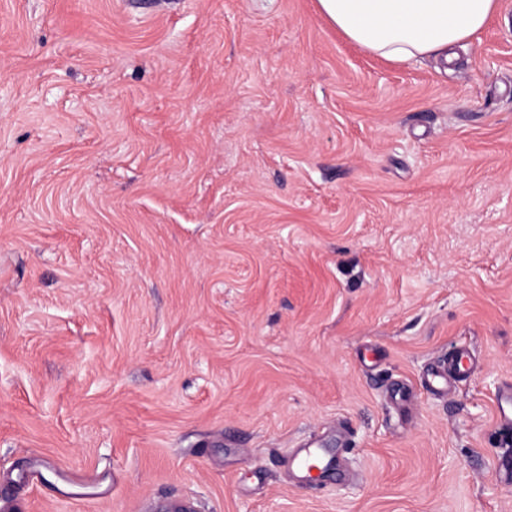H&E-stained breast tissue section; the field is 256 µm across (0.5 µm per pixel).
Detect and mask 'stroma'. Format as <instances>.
<instances>
[{
  "label": "stroma",
  "mask_w": 512,
  "mask_h": 512,
  "mask_svg": "<svg viewBox=\"0 0 512 512\" xmlns=\"http://www.w3.org/2000/svg\"><path fill=\"white\" fill-rule=\"evenodd\" d=\"M509 383L512 0L447 70L317 0H0V512H512Z\"/></svg>",
  "instance_id": "obj_1"
}]
</instances>
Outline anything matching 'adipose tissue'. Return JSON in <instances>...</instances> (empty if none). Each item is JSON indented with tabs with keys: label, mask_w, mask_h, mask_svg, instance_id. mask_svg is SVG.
Segmentation results:
<instances>
[{
	"label": "adipose tissue",
	"mask_w": 512,
	"mask_h": 512,
	"mask_svg": "<svg viewBox=\"0 0 512 512\" xmlns=\"http://www.w3.org/2000/svg\"><path fill=\"white\" fill-rule=\"evenodd\" d=\"M322 15L371 54L406 64L451 62L453 48L485 26L499 0H318Z\"/></svg>",
	"instance_id": "adipose-tissue-1"
}]
</instances>
